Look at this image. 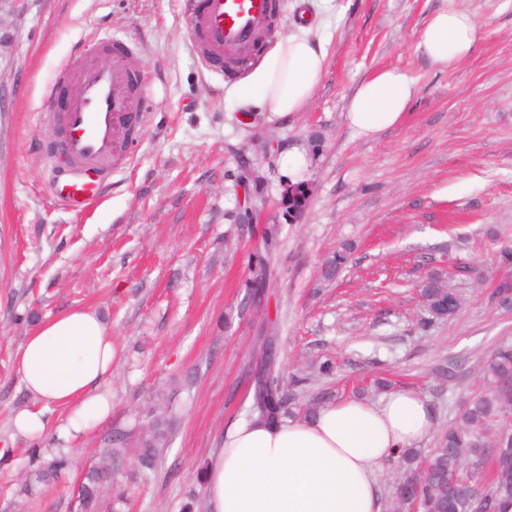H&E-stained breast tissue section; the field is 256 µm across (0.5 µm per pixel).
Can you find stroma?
<instances>
[{"instance_id":"stroma-1","label":"stroma","mask_w":512,"mask_h":512,"mask_svg":"<svg viewBox=\"0 0 512 512\" xmlns=\"http://www.w3.org/2000/svg\"><path fill=\"white\" fill-rule=\"evenodd\" d=\"M327 44L326 72L302 111L273 117L226 96L233 80L189 44L187 0H0V512H79L77 487L113 433L138 431L171 405L172 438L153 471L127 454L124 499L98 512H206V468L230 422L248 418L254 347L279 343L290 407L364 395L375 379L419 392L438 429L464 394L486 387L493 348L512 344L497 284L512 245V0H308ZM463 9L479 36L465 61L433 66L415 46L436 10ZM130 41L151 97L100 205L73 213L49 190L41 126L49 84L99 36ZM395 67L417 81L403 120L372 136L349 123L362 80ZM303 163L288 173V156ZM310 185L301 217L282 191ZM276 243L263 266L249 257ZM337 279L320 278L336 249ZM264 288H252L258 275ZM438 277L461 301L430 317L419 285ZM96 307L112 326V417L52 484L30 486V440L12 411L29 398L15 358L42 320ZM333 360L335 374L318 366Z\"/></svg>"}]
</instances>
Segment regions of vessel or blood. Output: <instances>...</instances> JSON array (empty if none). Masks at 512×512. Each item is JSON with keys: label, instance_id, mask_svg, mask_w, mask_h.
<instances>
[{"label": "vessel or blood", "instance_id": "b4317fda", "mask_svg": "<svg viewBox=\"0 0 512 512\" xmlns=\"http://www.w3.org/2000/svg\"><path fill=\"white\" fill-rule=\"evenodd\" d=\"M276 9L275 0H200L189 16L191 48L215 68L237 62L259 47ZM98 45L111 56L110 65L74 61L49 88L54 95L66 84L74 86L68 111L52 116L55 135L48 157L65 163L64 177L51 185L53 195L78 211L100 203L106 179L125 154L128 131L138 119V92L147 86L126 41L107 35Z\"/></svg>", "mask_w": 512, "mask_h": 512}]
</instances>
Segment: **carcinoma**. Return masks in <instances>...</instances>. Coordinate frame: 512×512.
Wrapping results in <instances>:
<instances>
[{"instance_id": "obj_1", "label": "carcinoma", "mask_w": 512, "mask_h": 512, "mask_svg": "<svg viewBox=\"0 0 512 512\" xmlns=\"http://www.w3.org/2000/svg\"><path fill=\"white\" fill-rule=\"evenodd\" d=\"M345 261L342 251L322 269L326 280L334 279ZM427 297L431 316L448 312L453 316L460 300L442 281L432 279L421 289ZM490 386L468 399L456 412L454 421L442 430L437 447L424 459L416 450H407L390 460L401 480L414 483V494L428 512H475L478 502H486L490 512H499L500 503L512 498V430L490 435L489 426L512 411V345L502 344L485 364ZM282 378H271L274 393L251 418L277 424L290 415ZM175 419L161 412L151 417L147 428L138 432V456L144 470L154 469L158 451L166 447L175 429ZM126 452L125 434H115L101 463L88 470L79 490L82 507L90 512L104 486L114 478L115 461Z\"/></svg>"}]
</instances>
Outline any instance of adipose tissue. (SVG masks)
Returning <instances> with one entry per match:
<instances>
[{"label": "adipose tissue", "instance_id": "1", "mask_svg": "<svg viewBox=\"0 0 512 512\" xmlns=\"http://www.w3.org/2000/svg\"><path fill=\"white\" fill-rule=\"evenodd\" d=\"M308 26L280 36L257 67L228 90L242 106L277 116L302 111L320 83L324 38ZM478 26L462 10H441L427 22L416 50L445 69L468 58ZM417 93L407 71L388 68L367 77L348 121L370 136L397 125ZM112 329L91 306L40 323L16 357L20 383L34 404L11 415L16 434L43 438L46 414L64 413L55 437L78 443L112 413ZM432 412L415 391L396 389L379 401L341 398L309 418L276 425L231 423L205 472L207 512H385L384 463L417 447L431 433Z\"/></svg>", "mask_w": 512, "mask_h": 512}]
</instances>
